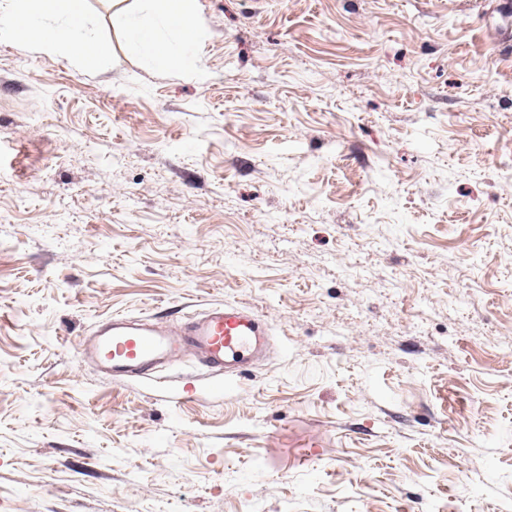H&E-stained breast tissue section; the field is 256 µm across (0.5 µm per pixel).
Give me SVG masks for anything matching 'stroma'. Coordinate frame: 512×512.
Returning <instances> with one entry per match:
<instances>
[{
	"mask_svg": "<svg viewBox=\"0 0 512 512\" xmlns=\"http://www.w3.org/2000/svg\"><path fill=\"white\" fill-rule=\"evenodd\" d=\"M0 41V512H502L512 0H196L198 69ZM267 322L232 385L115 313ZM270 328L247 306L214 303L201 313L166 325L152 316H112L79 343L81 355L112 376L154 377L191 351L195 362L237 377L259 360Z\"/></svg>",
	"mask_w": 512,
	"mask_h": 512,
	"instance_id": "stroma-1",
	"label": "stroma"
}]
</instances>
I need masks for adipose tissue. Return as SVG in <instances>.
<instances>
[{
  "label": "adipose tissue",
  "instance_id": "adipose-tissue-1",
  "mask_svg": "<svg viewBox=\"0 0 512 512\" xmlns=\"http://www.w3.org/2000/svg\"><path fill=\"white\" fill-rule=\"evenodd\" d=\"M195 0H145V17L127 20V37L156 67L171 58L189 61L199 32L191 22ZM80 0H0V40L27 36L34 47L50 43L77 46L85 66H95L98 52L90 28L79 21Z\"/></svg>",
  "mask_w": 512,
  "mask_h": 512
}]
</instances>
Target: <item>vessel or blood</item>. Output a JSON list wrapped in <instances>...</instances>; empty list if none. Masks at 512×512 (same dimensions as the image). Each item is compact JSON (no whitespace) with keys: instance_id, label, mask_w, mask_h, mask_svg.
<instances>
[{"instance_id":"1","label":"vessel or blood","mask_w":512,"mask_h":512,"mask_svg":"<svg viewBox=\"0 0 512 512\" xmlns=\"http://www.w3.org/2000/svg\"><path fill=\"white\" fill-rule=\"evenodd\" d=\"M269 332L247 306L222 302L171 325L151 316L105 318L80 341L79 351L116 377H154L189 352L197 364L231 378L258 362Z\"/></svg>"}]
</instances>
